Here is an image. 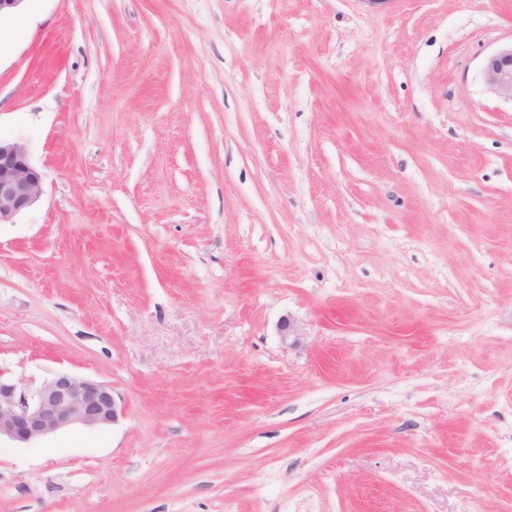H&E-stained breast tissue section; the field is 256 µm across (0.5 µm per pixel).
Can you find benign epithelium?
<instances>
[{"instance_id":"obj_1","label":"benign epithelium","mask_w":512,"mask_h":512,"mask_svg":"<svg viewBox=\"0 0 512 512\" xmlns=\"http://www.w3.org/2000/svg\"><path fill=\"white\" fill-rule=\"evenodd\" d=\"M486 90L512 102V44L489 54L480 70ZM43 174L27 147L0 138V224H11L43 195ZM122 405L107 385L56 373L34 389L21 388L0 374V438L28 444L75 426L113 424Z\"/></svg>"}]
</instances>
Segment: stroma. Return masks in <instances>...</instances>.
Listing matches in <instances>:
<instances>
[{
	"instance_id": "35a3bbf8",
	"label": "stroma",
	"mask_w": 512,
	"mask_h": 512,
	"mask_svg": "<svg viewBox=\"0 0 512 512\" xmlns=\"http://www.w3.org/2000/svg\"><path fill=\"white\" fill-rule=\"evenodd\" d=\"M23 7L0 375L125 411L0 443V512H512V0ZM480 77L489 93L512 103V42L498 47L486 57ZM43 174L33 164L27 147L0 138V224H11L43 195Z\"/></svg>"
}]
</instances>
